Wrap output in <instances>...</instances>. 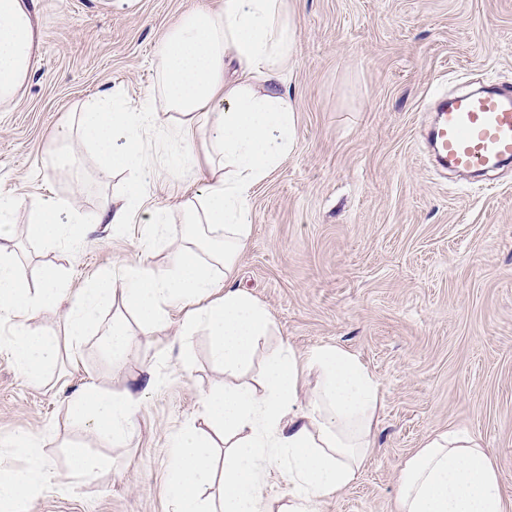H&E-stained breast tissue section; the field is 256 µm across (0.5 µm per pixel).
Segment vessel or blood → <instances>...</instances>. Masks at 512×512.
I'll list each match as a JSON object with an SVG mask.
<instances>
[{
	"label": "vessel or blood",
	"mask_w": 512,
	"mask_h": 512,
	"mask_svg": "<svg viewBox=\"0 0 512 512\" xmlns=\"http://www.w3.org/2000/svg\"><path fill=\"white\" fill-rule=\"evenodd\" d=\"M437 157L449 167L491 169L512 161V91L460 93L439 103L431 130Z\"/></svg>",
	"instance_id": "vessel-or-blood-1"
}]
</instances>
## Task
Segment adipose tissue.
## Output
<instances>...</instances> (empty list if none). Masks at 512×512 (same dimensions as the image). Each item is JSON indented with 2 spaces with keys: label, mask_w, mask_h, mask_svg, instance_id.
<instances>
[{
  "label": "adipose tissue",
  "mask_w": 512,
  "mask_h": 512,
  "mask_svg": "<svg viewBox=\"0 0 512 512\" xmlns=\"http://www.w3.org/2000/svg\"><path fill=\"white\" fill-rule=\"evenodd\" d=\"M297 39L284 0H220L217 9L185 15L171 28L159 49V89L147 101L116 97L85 106L81 141L98 157L99 179L130 176L123 201L103 207L100 221L117 229L139 221L146 244L162 242L167 211L144 208L142 199L143 188L157 176L146 154L147 130L163 129L164 148L181 157L174 178L187 173L198 183L181 204L191 226L189 243L174 253L170 268L128 264L121 279L104 273L77 293L48 273L31 288L9 246L19 203L0 199V323L12 326L11 335L0 338V350L13 356L28 379L40 381L58 356L55 338L29 330L32 314L69 300L65 318L77 348L115 296L133 310L144 334L166 328L172 313L182 312L181 362L189 360V337L203 328L225 373L251 366L273 320L234 280L251 234L253 190L296 145V108L283 85ZM35 50L36 29L25 0H0L1 104L24 87ZM229 60L239 68L233 81L224 78ZM29 214L31 233L45 246L63 238L80 243L88 235L77 209L64 199L35 201ZM154 384L150 375L143 387L119 394L90 384L71 398L70 409L79 425L119 445ZM381 405L378 379L347 350L323 346L301 355L281 346L252 381L208 393L201 424L179 429L168 476L171 512H268L261 487L275 468L289 490L281 512H317L322 498L355 481L375 446ZM208 428L224 444V479L217 495L206 499L202 489L214 473L204 436ZM14 453L26 456V468L8 463ZM52 477L38 436L9 439L0 449V512H24ZM397 507L512 512L489 452L456 428L434 431L402 463Z\"/></svg>",
  "instance_id": "1"
}]
</instances>
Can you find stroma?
<instances>
[{"label":"stroma","instance_id":"1","mask_svg":"<svg viewBox=\"0 0 512 512\" xmlns=\"http://www.w3.org/2000/svg\"><path fill=\"white\" fill-rule=\"evenodd\" d=\"M219 0H28L36 61L15 100L0 104V197L22 201L12 246L31 287L54 272L84 288L122 264L165 269L185 240L180 188L155 181L147 205L168 209L163 244L142 246L140 225L98 221L124 176L95 182L98 158L78 148L71 175L51 143L77 128L87 102L156 89L158 49L189 13ZM299 38L285 72L297 107L294 152L258 185L254 223L235 284L263 303L281 344L304 354L338 346L380 380L376 446L349 487L319 512H396L403 461L432 430L468 431L492 455L512 504V168L481 178L440 169L426 129L434 97L485 84L512 86V0H286ZM75 199L87 242L44 247L27 204ZM179 317L113 367L97 334L72 351L62 310L30 326L55 337L58 359L31 383L0 352V442L43 440L54 472L28 512H168L174 437L199 415L202 396L223 385L205 330L190 338L191 367L178 361ZM156 383L115 447L74 426L68 403L86 385L134 387L145 365ZM81 442L107 469L76 480L66 448Z\"/></svg>","mask_w":512,"mask_h":512}]
</instances>
